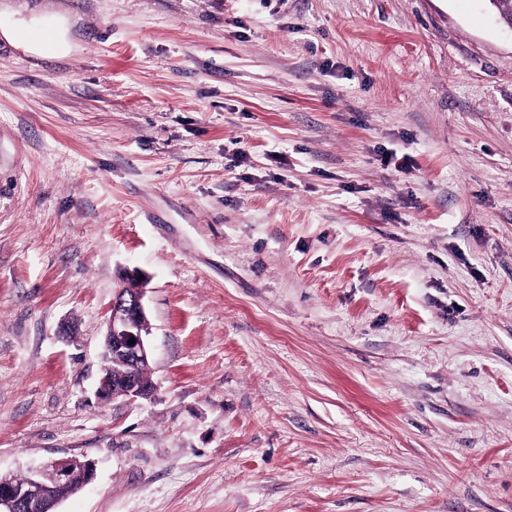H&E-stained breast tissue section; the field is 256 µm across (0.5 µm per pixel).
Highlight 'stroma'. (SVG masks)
I'll return each mask as SVG.
<instances>
[{
    "label": "stroma",
    "mask_w": 512,
    "mask_h": 512,
    "mask_svg": "<svg viewBox=\"0 0 512 512\" xmlns=\"http://www.w3.org/2000/svg\"><path fill=\"white\" fill-rule=\"evenodd\" d=\"M71 456L55 512H512L489 0H0V472ZM127 290L131 295L126 294ZM143 296L142 288H121L112 300L111 315L107 321L103 341L104 372L107 370L108 361L113 357H120L126 364L127 374L121 388H115L112 383H109L106 375L102 377L100 394L105 399L143 398L153 391L151 381V387L147 388L142 385L138 375L143 368L149 369L151 362ZM131 338H135L133 345H130ZM109 366H111L113 377L122 375L125 371V367L116 361H111Z\"/></svg>",
    "instance_id": "stroma-1"
}]
</instances>
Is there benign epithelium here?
Returning <instances> with one entry per match:
<instances>
[{
	"mask_svg": "<svg viewBox=\"0 0 512 512\" xmlns=\"http://www.w3.org/2000/svg\"><path fill=\"white\" fill-rule=\"evenodd\" d=\"M143 296L141 288H122L112 300L102 359L108 362L114 357L122 358L127 374L119 388L109 383L107 377H102L100 394L106 399L143 398L153 391V388L143 386L139 379V371L150 368L151 362ZM76 469L84 474L85 482L93 479V464L79 458L48 460L31 471L24 483L0 474V512H51L46 491L68 482L71 472Z\"/></svg>",
	"mask_w": 512,
	"mask_h": 512,
	"instance_id": "1",
	"label": "benign epithelium"
}]
</instances>
